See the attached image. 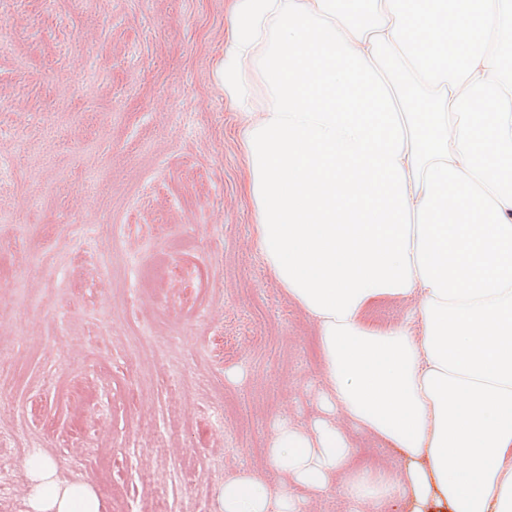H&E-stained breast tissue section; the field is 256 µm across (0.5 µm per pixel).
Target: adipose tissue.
<instances>
[{
    "mask_svg": "<svg viewBox=\"0 0 512 512\" xmlns=\"http://www.w3.org/2000/svg\"><path fill=\"white\" fill-rule=\"evenodd\" d=\"M215 75L240 115L254 245L316 328L322 391L219 512H512V0H233ZM409 301L377 330L370 307ZM396 450L364 465L336 424ZM31 512H101L25 460Z\"/></svg>",
    "mask_w": 512,
    "mask_h": 512,
    "instance_id": "1",
    "label": "adipose tissue"
}]
</instances>
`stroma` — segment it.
<instances>
[{
    "instance_id": "1",
    "label": "stroma",
    "mask_w": 512,
    "mask_h": 512,
    "mask_svg": "<svg viewBox=\"0 0 512 512\" xmlns=\"http://www.w3.org/2000/svg\"><path fill=\"white\" fill-rule=\"evenodd\" d=\"M229 3L0 0V512L35 448L103 512H217L316 414L215 77Z\"/></svg>"
}]
</instances>
